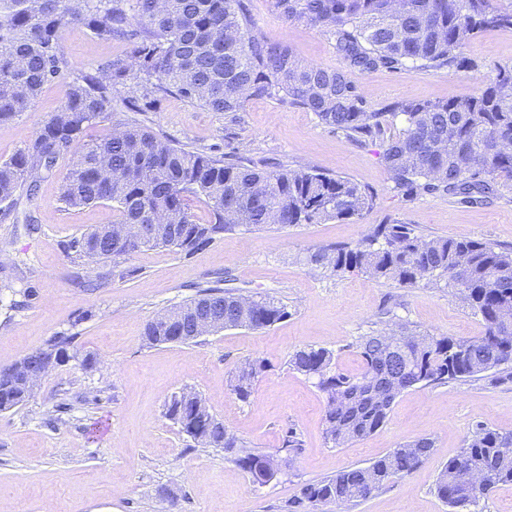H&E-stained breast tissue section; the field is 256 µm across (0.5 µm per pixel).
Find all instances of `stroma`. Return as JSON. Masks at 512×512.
<instances>
[{
	"label": "stroma",
	"instance_id": "obj_1",
	"mask_svg": "<svg viewBox=\"0 0 512 512\" xmlns=\"http://www.w3.org/2000/svg\"><path fill=\"white\" fill-rule=\"evenodd\" d=\"M249 9L255 33L287 42L306 62L338 66L320 29L285 20L270 0H249ZM60 44L69 70L45 84L27 112L0 123V162L31 145L73 79L128 51L82 23L64 25ZM467 54L475 62L469 70L380 69L355 82L375 112L398 101L475 95L498 67L512 65V29L479 32ZM143 119L157 134L220 158L235 153L260 166L302 163L350 178L372 191L373 206L351 219L228 232L189 257L145 248L126 260L135 276L119 280L108 265H77L62 248L117 217L108 202L76 209L60 202L68 159L41 174L35 193L22 188L14 202L0 203V369L52 337L74 339L68 360L29 401L0 411V512H288L304 485L368 465L420 437L431 438L434 450L410 474L367 500L322 504L317 512H450L436 492L440 473L477 426L512 431V382L474 378L414 387L395 400L381 429L336 447L325 440L324 394L288 359L295 350L322 347L333 351L337 368L354 374L362 366L358 341L387 325L471 337L483 331L480 317L450 289L313 272L305 258L319 247L355 245L377 224L512 248V202L403 197L382 164L381 140L352 142L282 100L249 101L232 125L223 113L171 93ZM222 277L232 293L283 303L288 317L263 330L227 329L189 344L144 342L148 322ZM88 356L95 359L90 368L83 364ZM253 358L269 369L243 402L229 384ZM185 391L199 394L248 451L287 459V467L258 485L236 453L196 443L166 415L168 403ZM290 428L302 441L293 453L282 446Z\"/></svg>",
	"mask_w": 512,
	"mask_h": 512
}]
</instances>
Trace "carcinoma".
I'll return each mask as SVG.
<instances>
[{
    "instance_id": "cac0c4a2",
    "label": "carcinoma",
    "mask_w": 512,
    "mask_h": 512,
    "mask_svg": "<svg viewBox=\"0 0 512 512\" xmlns=\"http://www.w3.org/2000/svg\"><path fill=\"white\" fill-rule=\"evenodd\" d=\"M104 0L93 9L89 0H0V123L26 111L42 87L63 74L68 61L60 46L67 22H81L102 39L118 38L130 45L94 73L77 78L59 109L37 131L33 143L0 163V203L14 201L17 190L34 169L51 171L72 154L59 201L78 208L112 203L119 224H151L161 215L167 224L186 227L183 238L157 236L146 248L163 247L187 257L236 229L264 230L275 224H313L359 217L373 202L372 192L342 177L313 167L278 165L260 169L251 162L224 161L158 136L137 117L117 122L103 138L82 141L86 126L112 111L114 90L136 68L139 89L125 98L126 107L145 111L142 101L176 91L211 112L236 121L252 99L281 98L312 112L321 123L353 141L378 138L387 118L399 117L402 132L386 140L382 163L401 195L422 193L507 199L512 193V65L496 69L479 94L455 100L406 101L385 112H369L354 74L380 69L466 70L474 61L466 54L470 40L487 29L512 28V9L494 0H272L289 21L321 29L332 41L339 67L301 61L279 40L252 33L245 0H167L154 10L150 0ZM202 202L210 220L200 223L189 201ZM103 229H93L64 244L77 263L113 262L110 248L88 243ZM311 269L340 275L361 271L371 278L407 288L449 287L484 323L482 335L471 338L420 336L401 326L392 350L378 335L358 345L363 360L357 375L335 366L326 348L295 351L288 360L297 373L316 380L327 400L326 439L338 447L366 437L388 420L396 398L417 386L484 377L492 384L512 381V249L474 239L430 238L409 224H377L354 246H327L310 252ZM207 301L223 311L224 324L265 329L288 316L271 299H254L244 308L238 296L207 286L180 305L191 310ZM420 337L413 346L408 339ZM143 337L151 345L194 342L190 316L173 322L150 321ZM74 337L55 336L39 351L63 362ZM400 373L390 399L374 402L372 379L387 363ZM268 365L247 360L239 368L232 392L248 401L254 382ZM197 395L171 400L166 416L191 438L211 432L215 416L197 407ZM25 400L18 381L0 372V411ZM427 437L392 449L368 466H354L306 485L291 502L342 505L363 501L386 483L421 464L414 449ZM255 484L263 485L279 471L270 455L248 453L238 459ZM481 471L484 482L467 484V473ZM512 485V433L479 428L461 454L441 472L438 496L463 512L478 496Z\"/></svg>"
}]
</instances>
